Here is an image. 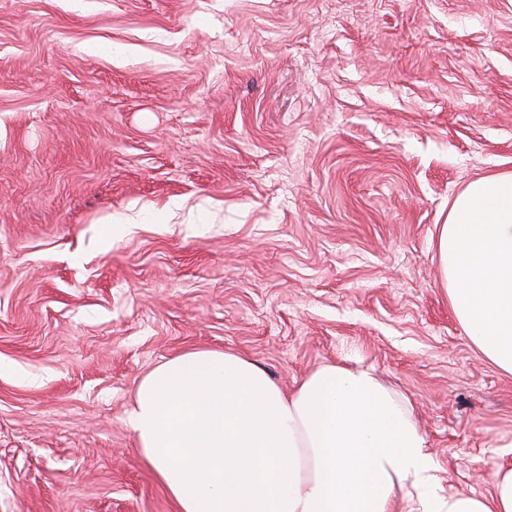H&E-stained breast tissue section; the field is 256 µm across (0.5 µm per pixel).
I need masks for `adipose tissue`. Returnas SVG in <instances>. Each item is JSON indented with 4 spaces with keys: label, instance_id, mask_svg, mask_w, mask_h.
Returning <instances> with one entry per match:
<instances>
[{
    "label": "adipose tissue",
    "instance_id": "ef3b65f1",
    "mask_svg": "<svg viewBox=\"0 0 512 512\" xmlns=\"http://www.w3.org/2000/svg\"><path fill=\"white\" fill-rule=\"evenodd\" d=\"M436 246L452 311L512 373V172L470 182ZM128 422L177 512H512V469L490 495L439 494L409 400L361 368L287 391L233 351H191L141 380Z\"/></svg>",
    "mask_w": 512,
    "mask_h": 512
}]
</instances>
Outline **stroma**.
I'll return each instance as SVG.
<instances>
[{
    "label": "stroma",
    "instance_id": "1",
    "mask_svg": "<svg viewBox=\"0 0 512 512\" xmlns=\"http://www.w3.org/2000/svg\"><path fill=\"white\" fill-rule=\"evenodd\" d=\"M512 171V0H0V512H176L140 381L371 370L442 492L512 467V375L435 241Z\"/></svg>",
    "mask_w": 512,
    "mask_h": 512
}]
</instances>
